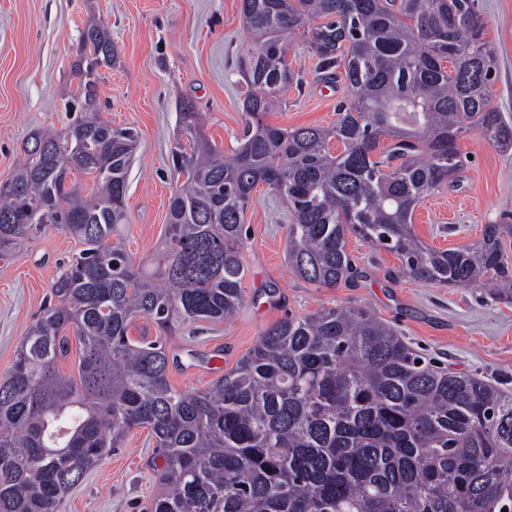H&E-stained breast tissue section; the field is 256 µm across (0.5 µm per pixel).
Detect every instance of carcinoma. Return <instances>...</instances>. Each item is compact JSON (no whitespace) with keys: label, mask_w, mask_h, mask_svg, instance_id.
Returning <instances> with one entry per match:
<instances>
[{"label":"carcinoma","mask_w":512,"mask_h":512,"mask_svg":"<svg viewBox=\"0 0 512 512\" xmlns=\"http://www.w3.org/2000/svg\"><path fill=\"white\" fill-rule=\"evenodd\" d=\"M241 14L256 41L241 63L240 146L224 157L181 105L171 170L182 183L147 260L121 241L138 134L98 112L102 68L117 59L107 27L80 40V117L63 135L31 131L25 162L0 183V260L48 227L82 245L0 380V512H60L136 428L163 457L154 512H512V393L425 366L365 306L272 324L204 391L170 383L167 337L222 323L243 300V216L260 184L288 203V263L307 282L355 276L351 235L417 280L490 284L512 303L511 224L448 250L412 225L423 198L459 180L460 135L512 149L475 0H241ZM296 31L321 79L344 69L351 97L329 128L263 121L294 79L285 38ZM141 318L155 339L131 336ZM70 331L82 355L66 375Z\"/></svg>","instance_id":"1"}]
</instances>
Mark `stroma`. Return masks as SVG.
Returning a JSON list of instances; mask_svg holds the SVG:
<instances>
[{
	"label": "stroma",
	"mask_w": 512,
	"mask_h": 512,
	"mask_svg": "<svg viewBox=\"0 0 512 512\" xmlns=\"http://www.w3.org/2000/svg\"><path fill=\"white\" fill-rule=\"evenodd\" d=\"M485 38L498 66L495 105L512 120V0H477ZM241 0H0V182L25 161L31 130H63L74 113L65 104L77 79L73 64L85 28L107 26L118 58L99 85L100 112L116 128H131L139 144L129 173L125 245L149 256L164 235L168 200L178 187L170 151L177 112L193 100L208 139L232 156L243 133L239 64L254 37L246 31ZM294 81L281 107L266 115L281 128L327 127L349 94L344 78L321 80L317 58L296 34L287 40ZM458 186L422 199L413 216L419 240L439 250L478 240L485 225L512 218V151L503 152L479 132L461 135ZM288 205L258 186L244 215V299L224 323L199 322L168 340L172 385L202 391L217 379L222 358L231 369L265 328L322 307L361 305L395 329L432 368L478 376L512 393V304L490 289L448 288L416 280L392 253L349 239L359 274L335 288L294 275L288 265ZM80 245L47 228L0 261V378L17 346L51 300V286ZM147 430L137 428L69 494L61 512H153L162 462Z\"/></svg>",
	"instance_id": "stroma-1"
}]
</instances>
